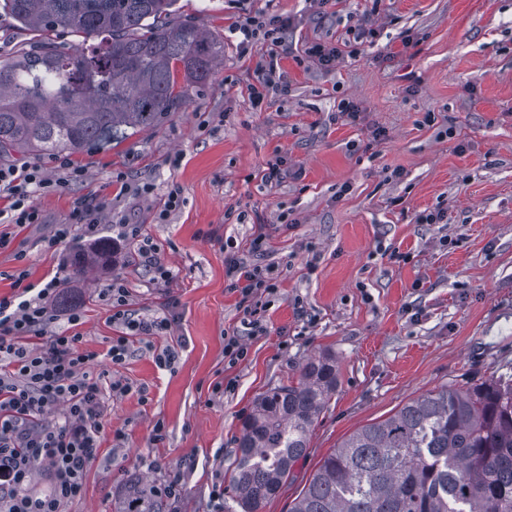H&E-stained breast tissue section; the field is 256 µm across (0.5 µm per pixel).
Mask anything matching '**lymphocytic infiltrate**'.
Listing matches in <instances>:
<instances>
[{
  "mask_svg": "<svg viewBox=\"0 0 512 512\" xmlns=\"http://www.w3.org/2000/svg\"><path fill=\"white\" fill-rule=\"evenodd\" d=\"M288 24V18L258 14L230 27L243 42L261 35L272 44L250 87L253 107L288 93V77L278 52L280 35ZM48 185L39 165L0 166V217L21 229L40 223L41 214L32 198L37 189ZM99 211V205L89 199H76L69 223L56 225L47 237L48 249L62 254L74 242L83 248H98L102 242ZM115 240L135 244L140 263L152 273L153 286L168 287L172 274L158 262L157 245L143 235L140 225H118ZM268 241L265 225H256L248 242V258L230 256L224 262L225 274L239 295L238 307L254 336L265 330L259 297L277 289L271 267L254 262L266 253ZM28 277L27 269H16L11 275L13 293L0 297V512H64L69 502L81 497L85 474L97 457L104 432V392L124 396L131 387L120 379L105 380L93 371L101 355L80 346V308L62 315L53 310L59 277L37 284ZM130 297L127 283L118 278L100 291L117 328L102 356L115 367L125 364L135 345L170 333L177 322L171 312L136 316ZM61 404L67 407L63 420L46 422V415ZM38 473L44 476L46 487L29 492Z\"/></svg>",
  "mask_w": 512,
  "mask_h": 512,
  "instance_id": "1",
  "label": "lymphocytic infiltrate"
}]
</instances>
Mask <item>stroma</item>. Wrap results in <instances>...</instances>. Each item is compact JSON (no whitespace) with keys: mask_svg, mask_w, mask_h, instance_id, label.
I'll list each match as a JSON object with an SVG mask.
<instances>
[{"mask_svg":"<svg viewBox=\"0 0 512 512\" xmlns=\"http://www.w3.org/2000/svg\"><path fill=\"white\" fill-rule=\"evenodd\" d=\"M258 13L293 23L279 48L288 93L256 110L249 86L269 43L243 48L225 31ZM177 14L223 37V63L157 125L74 155L82 181L33 197L43 223L0 222L10 240L0 248V296L11 294L6 275L24 252L30 282L60 274L58 309L78 302L82 345L101 353L116 333L99 299L112 278L128 283L136 315L175 305L171 334L136 345L123 366L97 363L134 391L105 397L98 457L68 512H112L142 473L175 485L167 512H240L230 473L243 418L308 358L335 353L338 386L309 454L263 509L288 512L322 458L357 429L442 386L512 375V0H178ZM342 39L360 52L330 70L304 54L307 43ZM345 99L361 107L359 124L341 118ZM203 115L224 124L200 132ZM277 153L288 175L262 184L255 174ZM121 172L150 194L116 200ZM175 187L178 207L156 221ZM79 197L110 202L103 226L138 224L154 239L172 272L165 293L127 243L86 278L58 269L44 240ZM426 209L443 210V223H418ZM259 222L278 288L261 297L265 334L245 336L247 355L229 369L224 333L242 328L243 314L224 259L244 255ZM169 345L177 361L159 367Z\"/></svg>","mask_w":512,"mask_h":512,"instance_id":"1","label":"stroma"}]
</instances>
